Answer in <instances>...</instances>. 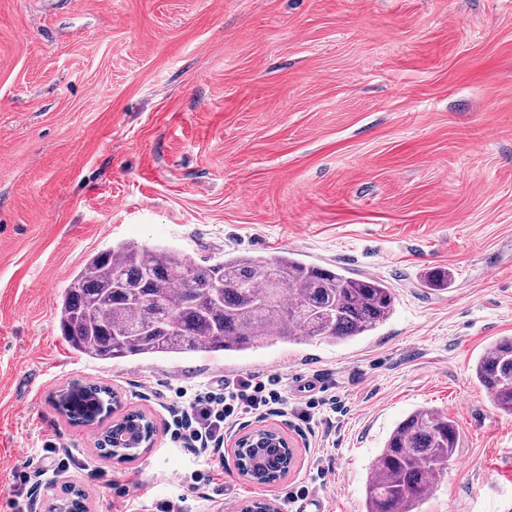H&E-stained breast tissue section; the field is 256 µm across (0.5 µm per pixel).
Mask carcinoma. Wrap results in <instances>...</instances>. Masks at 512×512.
Returning a JSON list of instances; mask_svg holds the SVG:
<instances>
[{
	"label": "carcinoma",
	"mask_w": 512,
	"mask_h": 512,
	"mask_svg": "<svg viewBox=\"0 0 512 512\" xmlns=\"http://www.w3.org/2000/svg\"><path fill=\"white\" fill-rule=\"evenodd\" d=\"M393 289L296 253L228 256L201 265L173 248L127 244L91 255L58 301L69 347L91 360L245 352L270 336L288 344L365 336L394 310ZM496 409L512 415V336L493 341L473 366ZM459 431L437 410L397 424L366 484L365 512H418L455 455ZM281 448H252L247 465L280 475Z\"/></svg>",
	"instance_id": "obj_1"
}]
</instances>
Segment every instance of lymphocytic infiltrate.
<instances>
[{
  "label": "lymphocytic infiltrate",
  "instance_id": "1",
  "mask_svg": "<svg viewBox=\"0 0 512 512\" xmlns=\"http://www.w3.org/2000/svg\"><path fill=\"white\" fill-rule=\"evenodd\" d=\"M282 379L277 375L220 376L173 390L166 434L173 447L207 460L206 469L182 476L192 492L209 487L214 470L224 466V429L241 416H264L282 408Z\"/></svg>",
  "mask_w": 512,
  "mask_h": 512
}]
</instances>
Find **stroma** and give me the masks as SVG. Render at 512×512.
Instances as JSON below:
<instances>
[{
    "label": "stroma",
    "instance_id": "35a3bbf8",
    "mask_svg": "<svg viewBox=\"0 0 512 512\" xmlns=\"http://www.w3.org/2000/svg\"><path fill=\"white\" fill-rule=\"evenodd\" d=\"M118 243L195 263L295 252L384 279L396 303L368 336L269 340L248 352L93 361L56 303L85 259ZM447 287L428 288L435 270ZM512 336V0H0V512L12 475L53 440L88 463L65 484L86 512H156L202 459L170 447L174 379L277 374L289 411L335 398L312 426L273 418L299 467L270 488L225 461L212 500L238 512L305 481L326 512H364L393 427L430 407L459 448L422 512H512V416L473 376ZM85 379L159 432L131 460L52 404ZM324 480H315L317 470ZM136 483L135 500L113 483Z\"/></svg>",
    "mask_w": 512,
    "mask_h": 512
}]
</instances>
